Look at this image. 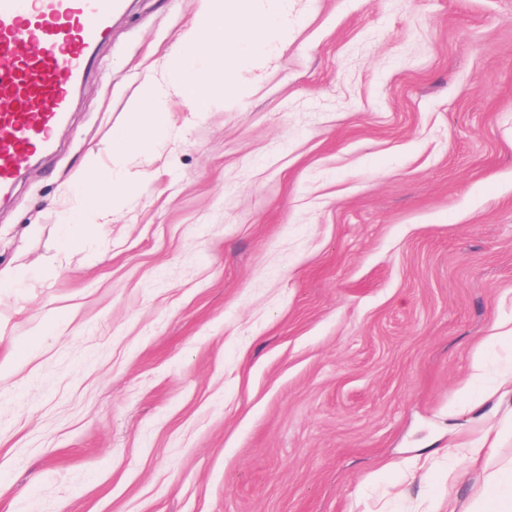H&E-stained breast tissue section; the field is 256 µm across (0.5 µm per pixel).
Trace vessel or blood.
<instances>
[{"mask_svg":"<svg viewBox=\"0 0 512 512\" xmlns=\"http://www.w3.org/2000/svg\"><path fill=\"white\" fill-rule=\"evenodd\" d=\"M124 0H0V195L17 159L49 154Z\"/></svg>","mask_w":512,"mask_h":512,"instance_id":"vessel-or-blood-1","label":"vessel or blood"}]
</instances>
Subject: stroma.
<instances>
[{
    "label": "stroma",
    "mask_w": 512,
    "mask_h": 512,
    "mask_svg": "<svg viewBox=\"0 0 512 512\" xmlns=\"http://www.w3.org/2000/svg\"><path fill=\"white\" fill-rule=\"evenodd\" d=\"M198 7L128 0L0 204L1 269L57 253L70 185ZM297 7L202 120L170 98L94 253L0 293V359L29 346L0 512H429L512 464V0ZM488 430L487 466L437 454Z\"/></svg>",
    "instance_id": "stroma-1"
}]
</instances>
